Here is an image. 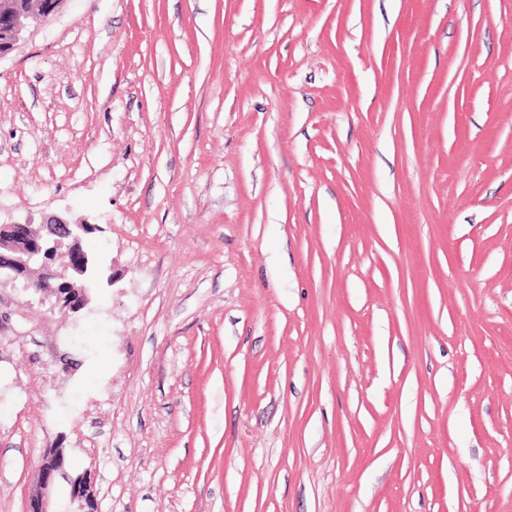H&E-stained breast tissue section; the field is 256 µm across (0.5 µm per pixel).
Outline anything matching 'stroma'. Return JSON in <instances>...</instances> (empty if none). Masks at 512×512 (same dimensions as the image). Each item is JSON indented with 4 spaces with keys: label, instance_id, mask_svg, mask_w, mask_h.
Returning <instances> with one entry per match:
<instances>
[{
    "label": "stroma",
    "instance_id": "1",
    "mask_svg": "<svg viewBox=\"0 0 512 512\" xmlns=\"http://www.w3.org/2000/svg\"><path fill=\"white\" fill-rule=\"evenodd\" d=\"M0 512H512V0H65L0 57ZM50 225L35 227L28 223L0 224V279L7 276L20 280L22 288L33 294L54 297L53 304L81 310L87 300L86 285L78 287L72 279L90 284L100 275L96 261L82 250L81 237L90 224H70L52 220ZM61 249L70 256L67 270L70 278L52 270V261ZM63 280L52 284L51 281ZM60 288L68 289L71 301L65 299ZM49 293V294H48ZM64 462L63 453H61V458L52 455L42 458L39 464L40 490L30 499L27 512H61L50 511L48 505L56 482L55 472ZM69 510L63 512H97V499L92 490L91 484L88 486L74 482L69 483Z\"/></svg>",
    "mask_w": 512,
    "mask_h": 512
}]
</instances>
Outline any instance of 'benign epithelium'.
I'll list each match as a JSON object with an SVG mask.
<instances>
[{
  "label": "benign epithelium",
  "instance_id": "7a95c632",
  "mask_svg": "<svg viewBox=\"0 0 512 512\" xmlns=\"http://www.w3.org/2000/svg\"><path fill=\"white\" fill-rule=\"evenodd\" d=\"M64 0H41V13L24 12L12 0L0 3V17L5 27L0 38V57L14 49L29 21L54 13ZM88 224H70L52 220L50 225L36 227L28 223L0 224V276L22 282V288L33 294L49 295L54 304L72 312L81 310L87 300L86 285L100 275L96 261L82 250L81 237ZM65 458L52 455L39 464L40 490L32 496L27 512H50L48 509L55 486V472ZM67 512H98L97 499L91 486L69 483Z\"/></svg>",
  "mask_w": 512,
  "mask_h": 512
}]
</instances>
